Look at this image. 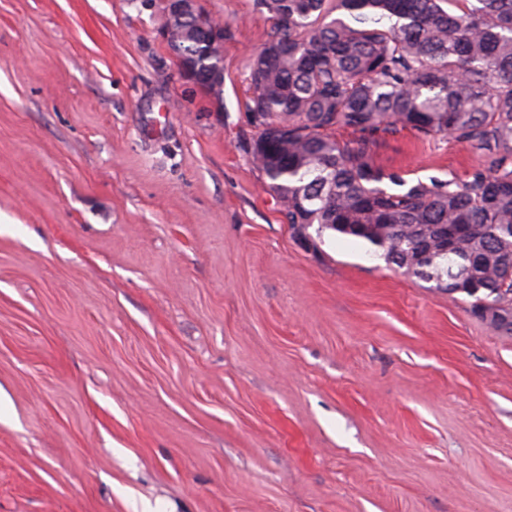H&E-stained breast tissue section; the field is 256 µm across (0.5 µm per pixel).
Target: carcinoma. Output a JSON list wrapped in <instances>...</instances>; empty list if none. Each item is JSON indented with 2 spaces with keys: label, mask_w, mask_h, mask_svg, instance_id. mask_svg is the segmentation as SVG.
Wrapping results in <instances>:
<instances>
[{
  "label": "carcinoma",
  "mask_w": 512,
  "mask_h": 512,
  "mask_svg": "<svg viewBox=\"0 0 512 512\" xmlns=\"http://www.w3.org/2000/svg\"><path fill=\"white\" fill-rule=\"evenodd\" d=\"M273 21L250 57L242 149L288 227L368 242L386 265L471 298L512 335V0H260ZM170 48L211 91L221 64L187 25ZM355 138L343 140L338 130ZM409 129L447 136L487 160L467 179L413 181L378 167L372 147ZM472 236L422 268L397 257L440 225Z\"/></svg>",
  "instance_id": "obj_1"
}]
</instances>
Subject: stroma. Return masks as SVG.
Listing matches in <instances>:
<instances>
[{
    "instance_id": "stroma-1",
    "label": "stroma",
    "mask_w": 512,
    "mask_h": 512,
    "mask_svg": "<svg viewBox=\"0 0 512 512\" xmlns=\"http://www.w3.org/2000/svg\"><path fill=\"white\" fill-rule=\"evenodd\" d=\"M222 100L161 0H0V512H512V336L325 236L248 161L257 0ZM377 166L467 179L448 138Z\"/></svg>"
}]
</instances>
